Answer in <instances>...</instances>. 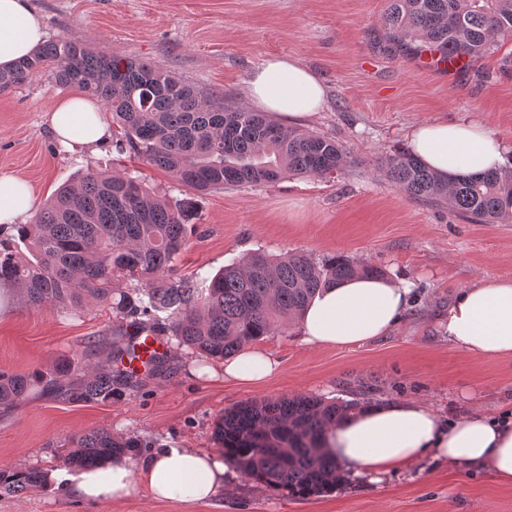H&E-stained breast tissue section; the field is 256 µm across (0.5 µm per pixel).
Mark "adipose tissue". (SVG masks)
Returning <instances> with one entry per match:
<instances>
[{
  "label": "adipose tissue",
  "instance_id": "obj_1",
  "mask_svg": "<svg viewBox=\"0 0 512 512\" xmlns=\"http://www.w3.org/2000/svg\"><path fill=\"white\" fill-rule=\"evenodd\" d=\"M45 38L41 16L30 0H0V70L12 68ZM253 107L286 122L315 116L326 105L323 82L299 59L272 56L256 67L246 84ZM47 123L68 150L90 148L111 134L101 106L73 95L55 103ZM410 152L443 176H479L501 168L507 148L484 126L461 120L414 125ZM24 179L0 175V227L25 221L38 207ZM412 291L400 277L359 275L324 287L299 319L303 340L314 347L350 348L390 334L398 325ZM444 331L449 342L472 356L512 357V280L497 279L463 290L450 305ZM280 371V362L259 348H248L224 363L225 379L260 384ZM327 447L341 470L370 479L428 457L470 468L487 469L512 481V420L476 412L444 422L429 407L389 402L355 412L327 434ZM222 458L200 448L151 449L141 460L113 459L102 468L81 470L73 492L102 504L128 497L143 485L156 500L203 503L224 485Z\"/></svg>",
  "mask_w": 512,
  "mask_h": 512
}]
</instances>
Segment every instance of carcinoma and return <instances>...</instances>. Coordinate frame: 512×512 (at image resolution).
<instances>
[{
	"label": "carcinoma",
	"instance_id": "1",
	"mask_svg": "<svg viewBox=\"0 0 512 512\" xmlns=\"http://www.w3.org/2000/svg\"><path fill=\"white\" fill-rule=\"evenodd\" d=\"M382 24L396 52L427 47L476 61L512 40V0H388ZM35 74L99 99L112 112L117 142L198 194L290 174L330 176L347 159L346 149L331 138L228 106L171 71L88 43L46 41L0 71V91ZM381 167L410 200L446 206L475 224L512 223V167L479 177H440L402 148L386 155ZM196 220L192 197L161 199L129 174L87 172L59 188L34 223L18 227L31 257L0 241V283L18 288L36 308L110 302L135 324L175 336L203 365L290 326L320 288L359 274H384L345 256L274 258L258 249L224 267L205 288L165 279ZM118 276L133 282L131 288L114 292ZM131 356L124 339L115 338L106 364L92 361L87 349L49 372L0 373V409L37 388L69 403H107L169 370L163 356L143 374L129 372L121 363ZM350 395L334 402L303 394L242 402L216 419L212 439L243 477L291 496H319L342 479L336 459L325 451L326 433L371 403L375 389L361 385ZM139 447L136 438L95 429L72 440L61 464L72 470L104 466ZM47 483L48 474L39 469H0V493L15 496Z\"/></svg>",
	"mask_w": 512,
	"mask_h": 512
}]
</instances>
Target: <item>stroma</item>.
Masks as SVG:
<instances>
[{
  "instance_id": "35a3bbf8",
  "label": "stroma",
  "mask_w": 512,
  "mask_h": 512,
  "mask_svg": "<svg viewBox=\"0 0 512 512\" xmlns=\"http://www.w3.org/2000/svg\"><path fill=\"white\" fill-rule=\"evenodd\" d=\"M47 37L152 62L197 88L246 105L245 83L270 56H294L323 81V112L300 128L342 143L348 164L334 178L288 177L260 186H227L198 196L199 219L167 273L200 281L257 249L322 260L346 256L408 277L415 297L399 325L351 348L309 347L292 327L260 343L281 364L253 385L220 377L224 364L199 367L172 337L166 375L104 404L29 394L0 411V466L56 473L58 484L0 497V512H512V483L487 470L423 459L377 480L346 474L319 497L295 499L227 468L209 502L152 499L136 486L124 499L94 505L69 488L61 458L73 437L96 428L143 444L216 451L213 424L224 409L253 398L343 397L347 385L380 389V402L417 401L444 418L475 411L512 414V357L479 359L453 348L442 324L456 296L474 284L512 279V224H471L445 207L408 200L379 170L405 147L409 129L432 120L470 119L512 150V76L500 71L502 46L450 75L418 56L390 51L381 25L386 0H31ZM66 91L45 75L0 92V172L26 179L40 202L86 172L138 175L161 197L188 196L162 170L105 141L65 150L46 116ZM108 303L34 308L13 294L0 317V372L52 370L88 344L125 328Z\"/></svg>"
}]
</instances>
